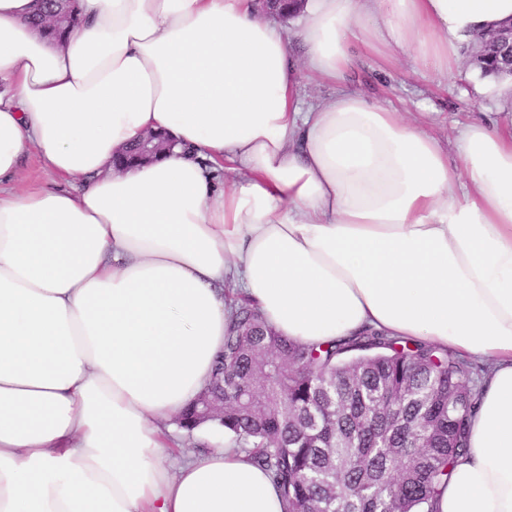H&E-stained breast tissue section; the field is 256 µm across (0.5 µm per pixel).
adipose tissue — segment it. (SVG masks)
Wrapping results in <instances>:
<instances>
[{"label":"adipose tissue","instance_id":"adipose-tissue-1","mask_svg":"<svg viewBox=\"0 0 512 512\" xmlns=\"http://www.w3.org/2000/svg\"><path fill=\"white\" fill-rule=\"evenodd\" d=\"M79 4L58 44L26 26L36 0H0V512H286L215 426L172 460L230 286L302 344L372 328L483 363L434 512H512V128L447 148L340 86L357 40L452 73L512 0H303L292 23L253 0ZM302 67L334 94L305 100ZM149 132L173 149L115 168ZM31 151L58 181L20 191Z\"/></svg>","mask_w":512,"mask_h":512}]
</instances>
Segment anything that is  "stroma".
<instances>
[{
	"mask_svg": "<svg viewBox=\"0 0 512 512\" xmlns=\"http://www.w3.org/2000/svg\"><path fill=\"white\" fill-rule=\"evenodd\" d=\"M353 55L345 87L409 116H422L425 128L440 141H448L457 127L470 122L512 124V97L478 93L469 77L470 67L455 76L427 74L408 53L383 71L362 44H354Z\"/></svg>",
	"mask_w": 512,
	"mask_h": 512,
	"instance_id": "35a3bbf8",
	"label": "stroma"
}]
</instances>
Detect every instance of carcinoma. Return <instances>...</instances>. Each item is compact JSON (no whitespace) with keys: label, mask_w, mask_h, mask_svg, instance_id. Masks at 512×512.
Masks as SVG:
<instances>
[{"label":"carcinoma","mask_w":512,"mask_h":512,"mask_svg":"<svg viewBox=\"0 0 512 512\" xmlns=\"http://www.w3.org/2000/svg\"><path fill=\"white\" fill-rule=\"evenodd\" d=\"M70 0H41L32 23L51 38ZM480 76H500L502 54L484 44ZM485 367L448 349L366 329L299 345L268 331L236 298L215 361L224 378V430L284 492L288 512H434L438 488L468 451V418ZM197 405L178 425L202 424Z\"/></svg>","instance_id":"carcinoma-1"}]
</instances>
